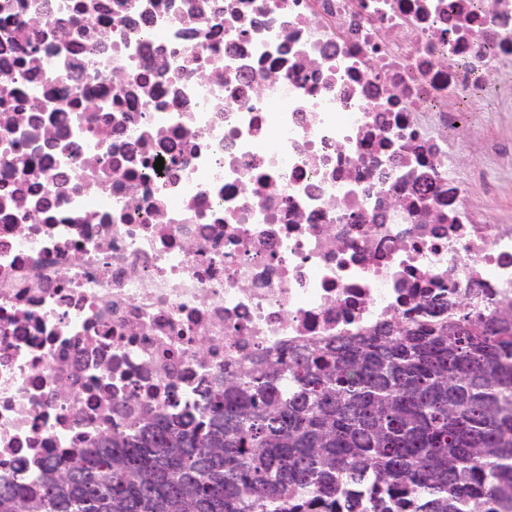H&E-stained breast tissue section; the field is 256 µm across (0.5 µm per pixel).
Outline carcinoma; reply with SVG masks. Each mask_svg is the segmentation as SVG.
<instances>
[{"mask_svg":"<svg viewBox=\"0 0 512 512\" xmlns=\"http://www.w3.org/2000/svg\"><path fill=\"white\" fill-rule=\"evenodd\" d=\"M0 512H512V311L247 365L197 415L0 484Z\"/></svg>","mask_w":512,"mask_h":512,"instance_id":"carcinoma-1","label":"carcinoma"}]
</instances>
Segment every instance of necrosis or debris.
<instances>
[{
    "label": "necrosis or debris",
    "mask_w": 512,
    "mask_h": 512,
    "mask_svg": "<svg viewBox=\"0 0 512 512\" xmlns=\"http://www.w3.org/2000/svg\"><path fill=\"white\" fill-rule=\"evenodd\" d=\"M511 68L512 0H0V484L245 363L512 304L452 153Z\"/></svg>",
    "instance_id": "obj_1"
}]
</instances>
